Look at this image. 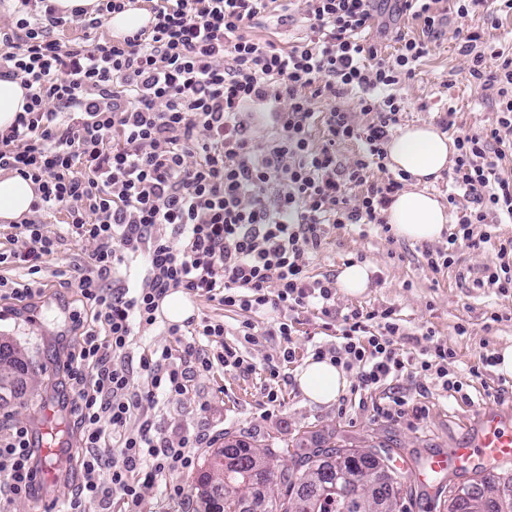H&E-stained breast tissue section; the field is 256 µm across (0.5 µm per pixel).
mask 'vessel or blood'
<instances>
[{
  "instance_id": "1",
  "label": "vessel or blood",
  "mask_w": 512,
  "mask_h": 512,
  "mask_svg": "<svg viewBox=\"0 0 512 512\" xmlns=\"http://www.w3.org/2000/svg\"><path fill=\"white\" fill-rule=\"evenodd\" d=\"M60 455V443L50 438L42 445L43 468L38 481L45 498H52L54 483L52 468ZM512 462V427L500 417L497 410L484 409L480 415V427L472 441L448 453L429 457L424 465L415 471L419 484L426 485L441 476L466 474L481 465L500 466Z\"/></svg>"
}]
</instances>
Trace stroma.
Returning <instances> with one entry per match:
<instances>
[{"label":"stroma","mask_w":512,"mask_h":512,"mask_svg":"<svg viewBox=\"0 0 512 512\" xmlns=\"http://www.w3.org/2000/svg\"><path fill=\"white\" fill-rule=\"evenodd\" d=\"M439 8L445 23L437 39H428L419 20L393 12L388 4L377 7L368 39L380 46L386 59L394 58L398 48L393 32L429 42V53L415 63L412 77L402 79L393 89L403 104L400 125L431 122L453 139L475 135L497 125L500 105L495 91L481 90L471 77L466 39L477 32L482 41L512 52V12L501 10L498 0H487L483 9L465 16L458 14L457 0H441ZM491 12L498 17L497 25L486 20ZM445 246L442 239L408 241L372 226L329 228L322 249L311 261V276L334 279L344 266L360 263L370 273L369 287L358 297L336 292L331 302L337 313L333 319L313 308L287 312L292 328L288 342L271 334L273 319L266 316L258 323L265 336L256 343H245L239 334L245 313L195 299L197 318L223 321L225 343L236 348L251 369H215L196 377L182 401L154 409V418L164 423L171 438L199 433L209 443L201 449L194 468L163 473L154 486L145 488L140 512H186V501H199L208 461L223 448L225 437L262 448L291 443L316 431L335 432L340 444L350 448H369L380 455L398 452L405 460L398 477L400 503L408 512H446L449 488L468 483L469 475L452 476L439 487L426 488L414 483L410 473L418 461L472 440L484 405L494 404L512 424V391L494 400L486 395L501 383L497 370L479 379L470 375L480 355H495L512 346V321L490 319L491 313L512 307V297L475 285L486 268L496 263L495 247L461 250L452 266L433 271L425 254ZM93 248L92 242L68 238L38 276L18 267L0 270V275L14 282L27 284L35 279L42 286L41 294L26 302L0 299V342L15 348L30 366L23 376L22 393L0 401V430L25 426L38 436L51 424L68 429L72 399L63 362L67 350L81 342L70 315L83 309L69 281L74 264ZM354 308L393 309L400 325L397 341L404 351L417 355L429 348L431 340L446 343L456 353L448 369L467 382L466 395L444 391L431 379L415 374L388 380L363 401L347 390L332 404L309 403L297 386L295 373L311 358L312 341L335 344L338 316ZM461 324L466 325V333H458ZM287 347L294 351L288 362L283 359ZM272 365L279 371L274 381L268 371ZM271 384L278 390L275 406L265 397ZM396 397L407 400L408 414L400 418L380 415V407ZM175 486L183 489V496L170 495Z\"/></svg>","instance_id":"obj_1"}]
</instances>
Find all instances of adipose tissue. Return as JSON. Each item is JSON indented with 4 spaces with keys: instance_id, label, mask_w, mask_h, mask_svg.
Listing matches in <instances>:
<instances>
[{
    "instance_id": "1",
    "label": "adipose tissue",
    "mask_w": 512,
    "mask_h": 512,
    "mask_svg": "<svg viewBox=\"0 0 512 512\" xmlns=\"http://www.w3.org/2000/svg\"><path fill=\"white\" fill-rule=\"evenodd\" d=\"M387 163L393 171L410 175V190L395 195L385 210L395 237L411 241L439 239L448 222V212L427 187L438 181L455 154L451 138L431 123L411 124L392 134L386 144ZM36 199L31 181L15 174L0 175V222L14 224L32 213ZM303 395L316 404L336 400L348 385L344 372L330 360L308 359L296 372Z\"/></svg>"
}]
</instances>
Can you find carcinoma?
<instances>
[{"label":"carcinoma","mask_w":512,"mask_h":512,"mask_svg":"<svg viewBox=\"0 0 512 512\" xmlns=\"http://www.w3.org/2000/svg\"><path fill=\"white\" fill-rule=\"evenodd\" d=\"M23 371L25 365L14 349L1 343L0 400L17 393L21 383L17 374ZM279 453L278 448H268L266 460L261 462L254 458L252 445L239 439L225 442L217 456L227 462L222 475L209 485L210 491L203 497L204 512H304L300 503L310 498L318 500V512H373L356 496V486L363 484L365 470L370 468L390 472L387 483L377 490L378 500H392L388 512H400L398 493L393 491L397 469L390 466L396 458L390 452L382 458L363 448H344L336 444V434L331 432L315 435L309 453L298 456L291 469L276 466ZM502 482L512 485V474L488 475L480 471L450 495L460 496L463 512H471L475 504L485 506V512H512V494L496 495V487ZM244 484L253 490L272 485L278 496L249 504L239 497Z\"/></svg>","instance_id":"1"}]
</instances>
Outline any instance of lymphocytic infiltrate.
<instances>
[{"label":"lymphocytic infiltrate","instance_id":"obj_1","mask_svg":"<svg viewBox=\"0 0 512 512\" xmlns=\"http://www.w3.org/2000/svg\"><path fill=\"white\" fill-rule=\"evenodd\" d=\"M0 24V76L21 78L23 113L0 131V171L37 187V217L12 225L0 239V267L41 272L64 236L93 242L71 282L95 310L92 324L73 314L80 347L64 364L81 482L65 512H112L113 498L136 508L157 475L194 466L199 437L171 439L145 417L159 401L181 400L193 376L251 365L224 344L223 322L172 324L173 346L132 364L135 327L157 323L160 300L172 290L247 313L246 342L257 340L255 317L319 306L331 317V278L308 273V257L328 227H385V208L404 187L386 176L385 145L402 102L391 87L413 74L425 41L398 35L394 61L380 58L360 35L370 28L374 0H154V24L121 39H89L63 48L53 33L73 25L99 29L129 0H98L94 14L63 15L51 0H14ZM300 4L310 34L285 47L254 35L259 18ZM495 70L485 71L486 58ZM470 74L496 90L497 127L457 138L452 180L470 199L448 247L427 253L433 270L449 267L459 247L489 243L477 225L500 213L512 219V179L498 162L512 152V56H473ZM356 93L367 124L336 101ZM327 108L318 112L315 101ZM262 106L274 129L267 144L247 134L244 109ZM322 141H315V128ZM363 150L338 168L336 147ZM384 172L373 181L371 170ZM361 187L350 197L349 187ZM65 212L64 231L43 214ZM392 310H351L339 342L314 344L313 356L356 374L367 394L390 378L416 371L462 392L448 376L454 352L438 342L414 356L399 347ZM28 429L0 433V512L37 488ZM121 455L123 467L112 463Z\"/></svg>","mask_w":512,"mask_h":512}]
</instances>
